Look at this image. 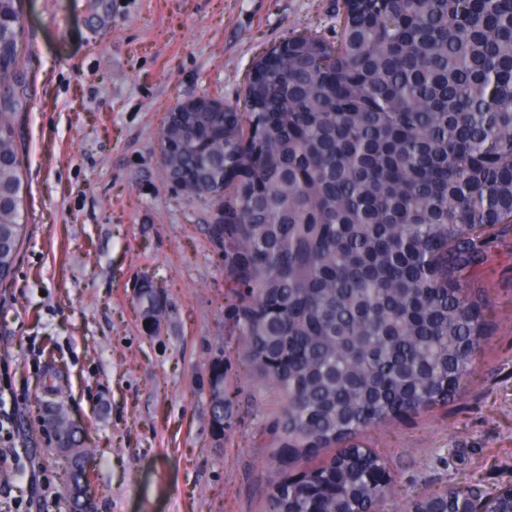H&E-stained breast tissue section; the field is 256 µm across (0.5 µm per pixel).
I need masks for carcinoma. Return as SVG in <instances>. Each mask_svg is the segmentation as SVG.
I'll return each mask as SVG.
<instances>
[{
  "label": "carcinoma",
  "instance_id": "obj_1",
  "mask_svg": "<svg viewBox=\"0 0 512 512\" xmlns=\"http://www.w3.org/2000/svg\"><path fill=\"white\" fill-rule=\"evenodd\" d=\"M22 0H0V286L16 273L27 186L15 121ZM336 43L312 30L220 110L175 108L163 180L210 214L244 355L286 399L265 512H385L365 467L368 429L464 386L484 336L474 287L485 246L512 224V0H344ZM66 457L72 512H93L91 449ZM348 446L321 466L313 450ZM291 451L304 479L286 477ZM512 512L479 484L414 512Z\"/></svg>",
  "mask_w": 512,
  "mask_h": 512
}]
</instances>
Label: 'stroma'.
Returning <instances> with one entry per match:
<instances>
[{
    "label": "stroma",
    "instance_id": "1",
    "mask_svg": "<svg viewBox=\"0 0 512 512\" xmlns=\"http://www.w3.org/2000/svg\"><path fill=\"white\" fill-rule=\"evenodd\" d=\"M26 108L18 134L28 234L0 289V358L18 396L20 453L70 512L63 457L43 451L54 405L83 428L95 512H262L274 471L266 394L234 331L209 214L162 178L160 133L176 104L235 102L266 48L295 30L336 38V0H26ZM163 291L148 334L135 289ZM492 306L466 387L365 432L391 475L390 512L483 480L512 487V230L479 273ZM230 399L212 431L207 368Z\"/></svg>",
    "mask_w": 512,
    "mask_h": 512
}]
</instances>
